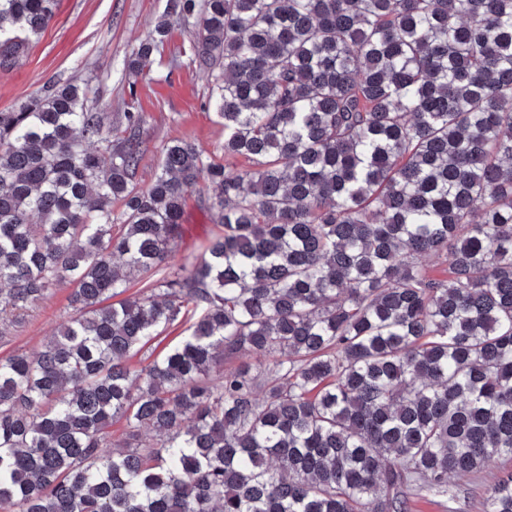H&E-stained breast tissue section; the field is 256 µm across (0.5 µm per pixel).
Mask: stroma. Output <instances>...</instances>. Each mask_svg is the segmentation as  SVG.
I'll return each instance as SVG.
<instances>
[{"instance_id": "35a3bbf8", "label": "stroma", "mask_w": 512, "mask_h": 512, "mask_svg": "<svg viewBox=\"0 0 512 512\" xmlns=\"http://www.w3.org/2000/svg\"><path fill=\"white\" fill-rule=\"evenodd\" d=\"M166 4L167 0H58L55 16L37 42L12 67L0 69V110L40 95L48 83L74 80L87 85L90 99L106 105L109 112L123 111L132 88L123 73V59L152 29ZM212 81L209 71L192 65L171 69L156 64L139 77L133 88L147 116L141 130L147 155L137 173L140 186L153 182L161 148L169 140L183 138L223 156L224 131L213 112L204 108ZM215 229L199 194H192L167 271L198 255ZM68 295V288L54 289L29 311L21 325L0 340V356L38 352L73 316ZM510 471L511 464H498L478 474L450 478L459 496V512H482L486 490Z\"/></svg>"}]
</instances>
